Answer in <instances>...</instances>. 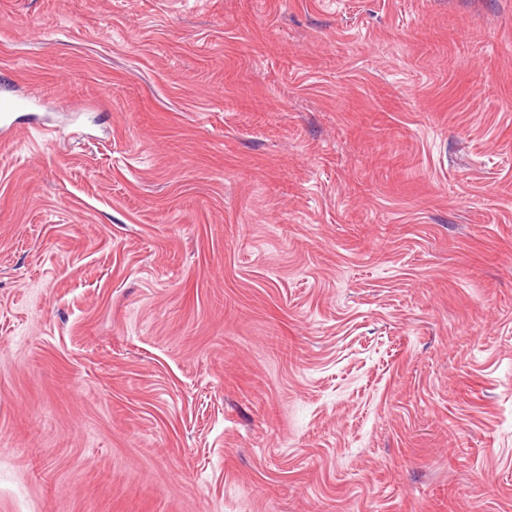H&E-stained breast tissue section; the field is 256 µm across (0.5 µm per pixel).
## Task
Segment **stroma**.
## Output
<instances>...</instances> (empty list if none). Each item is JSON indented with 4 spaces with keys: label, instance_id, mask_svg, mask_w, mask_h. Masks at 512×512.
<instances>
[{
    "label": "stroma",
    "instance_id": "35a3bbf8",
    "mask_svg": "<svg viewBox=\"0 0 512 512\" xmlns=\"http://www.w3.org/2000/svg\"><path fill=\"white\" fill-rule=\"evenodd\" d=\"M0 512H512V0H0Z\"/></svg>",
    "mask_w": 512,
    "mask_h": 512
}]
</instances>
